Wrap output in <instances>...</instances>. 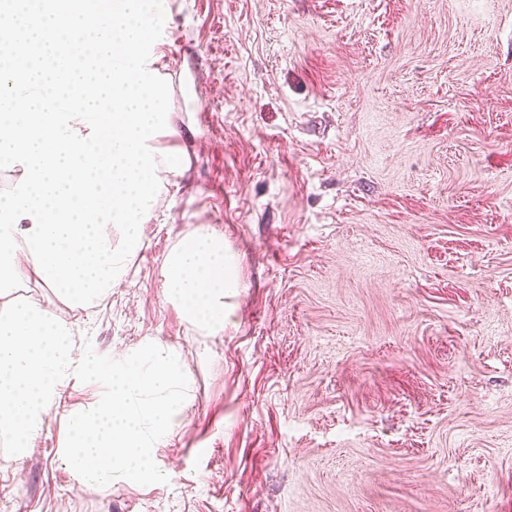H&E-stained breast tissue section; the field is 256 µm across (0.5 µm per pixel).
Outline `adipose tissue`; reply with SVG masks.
Returning <instances> with one entry per match:
<instances>
[{
	"instance_id": "ef3b65f1",
	"label": "adipose tissue",
	"mask_w": 512,
	"mask_h": 512,
	"mask_svg": "<svg viewBox=\"0 0 512 512\" xmlns=\"http://www.w3.org/2000/svg\"><path fill=\"white\" fill-rule=\"evenodd\" d=\"M224 241L201 230L184 238L164 259L165 296L178 303L187 320L212 333L223 331L227 315Z\"/></svg>"
}]
</instances>
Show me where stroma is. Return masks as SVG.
<instances>
[{
    "mask_svg": "<svg viewBox=\"0 0 512 512\" xmlns=\"http://www.w3.org/2000/svg\"><path fill=\"white\" fill-rule=\"evenodd\" d=\"M185 158L76 352L158 341L189 380L168 481L71 480L58 388L0 512H512V0H166ZM223 237L210 334L162 263Z\"/></svg>",
    "mask_w": 512,
    "mask_h": 512,
    "instance_id": "stroma-1",
    "label": "stroma"
}]
</instances>
